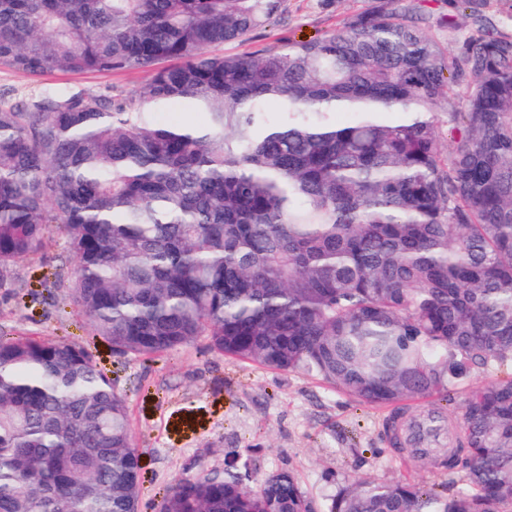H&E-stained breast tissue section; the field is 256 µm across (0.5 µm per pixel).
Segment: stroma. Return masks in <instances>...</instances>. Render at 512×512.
Returning a JSON list of instances; mask_svg holds the SVG:
<instances>
[{
    "instance_id": "35a3bbf8",
    "label": "stroma",
    "mask_w": 512,
    "mask_h": 512,
    "mask_svg": "<svg viewBox=\"0 0 512 512\" xmlns=\"http://www.w3.org/2000/svg\"><path fill=\"white\" fill-rule=\"evenodd\" d=\"M383 0H286L284 19L253 31L227 54L274 51L291 41L323 36ZM464 28L512 36V0H469ZM147 71L76 75L54 71L33 78L0 66V92L25 100L48 87L124 96ZM75 260L64 237L52 233L41 254L20 262L15 283L0 288V336L78 341L125 394L143 466L142 512L155 507L176 481L223 471L252 459L263 472L294 471L307 497L327 503L358 479H409L438 491L464 490L461 474L405 462L389 447L385 407L358 404L302 371H276L194 346L155 361L113 353L93 335L77 307L53 288L57 271Z\"/></svg>"
}]
</instances>
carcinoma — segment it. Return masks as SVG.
<instances>
[{"label": "carcinoma", "instance_id": "1", "mask_svg": "<svg viewBox=\"0 0 512 512\" xmlns=\"http://www.w3.org/2000/svg\"><path fill=\"white\" fill-rule=\"evenodd\" d=\"M283 2L0 0V65L150 72L120 99L0 94V288L56 230L68 296L117 354L204 337L361 404L426 401L434 431L450 388L512 364V39L478 28L452 55L388 0L278 51L215 53ZM185 107L207 125L159 118ZM458 427L437 449L390 425L398 452L463 465L451 496L358 480L320 507L293 471L246 463L179 479L160 512H512V374L470 388ZM142 484L92 353L0 336V512H139Z\"/></svg>", "mask_w": 512, "mask_h": 512}]
</instances>
